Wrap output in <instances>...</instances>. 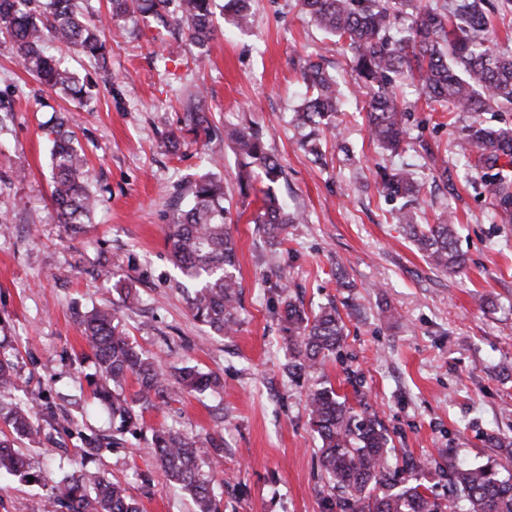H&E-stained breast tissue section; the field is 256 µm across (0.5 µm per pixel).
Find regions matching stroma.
Masks as SVG:
<instances>
[{
  "mask_svg": "<svg viewBox=\"0 0 512 512\" xmlns=\"http://www.w3.org/2000/svg\"><path fill=\"white\" fill-rule=\"evenodd\" d=\"M89 19H105L106 69L66 45L48 52L88 83L86 107L41 89L0 48V352L17 365L21 389L43 385L58 406L45 432L51 450L23 444L34 466L61 475L77 469L120 482L141 512H191L186 491L170 483L150 448L153 428L214 433L224 448L216 490L224 512H340L323 479L321 441L306 410L310 378H289L281 330L285 297L315 310L335 302L347 336L340 357L320 370L349 400L364 398L391 438L392 460H416L426 494L454 495L448 462L480 465L496 456V434L512 436V224L494 223L490 194L477 171L448 150L453 132L417 87L399 95L421 143L391 155L374 144L365 96H353L346 51L301 12L297 0H252V25L238 31L222 15L204 60L169 57L172 36L151 19L112 20L107 0H80ZM322 62L343 94L345 113L322 160L300 144L292 119L304 90L307 60ZM202 89V109L218 131L210 142L182 132V102ZM68 119L101 200L90 224L69 234L50 202L48 124ZM253 122L285 168L267 186L254 174L241 199L233 144L225 129ZM178 134L168 145L170 134ZM447 158L452 190L433 186L427 151ZM409 165L429 188L417 213L423 224L453 217L462 270L432 268L379 196L384 169ZM221 177L230 202L242 307L234 332L211 335L197 322L169 261L165 226L175 190L202 173ZM303 215L280 247L269 246L251 218L264 189ZM142 299L132 308L123 286ZM116 308L122 326L167 372L194 366L220 377L224 389L183 393L146 413L141 432L122 447L85 456L83 435L111 436L106 407H91L85 376L92 360L79 325L92 308ZM394 309L396 323L381 311ZM45 490L16 477L0 480V512H43Z\"/></svg>",
  "mask_w": 512,
  "mask_h": 512,
  "instance_id": "obj_1",
  "label": "stroma"
}]
</instances>
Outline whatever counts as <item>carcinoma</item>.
Instances as JSON below:
<instances>
[{"instance_id": "cac0c4a2", "label": "carcinoma", "mask_w": 512, "mask_h": 512, "mask_svg": "<svg viewBox=\"0 0 512 512\" xmlns=\"http://www.w3.org/2000/svg\"><path fill=\"white\" fill-rule=\"evenodd\" d=\"M485 0H301L302 9L324 31L338 38L351 53V69L358 88L370 96L367 112L371 139L381 148L397 152L410 139L408 107L395 93L397 83L417 84L426 100L438 104L454 121L469 116L457 128L455 153L468 159L489 188L493 214L512 224V126H489L482 115L512 110V52L489 46ZM413 9L412 22L402 34L397 21ZM231 17L239 31L250 27V0H109L111 18L149 14L164 28H181L182 40L170 53L180 54L190 43L203 49L213 39L216 12ZM0 32L10 39V49L25 70L45 88L59 92L82 106L85 83L64 64L47 55L43 44L50 39L75 47L84 57L103 67L107 62L101 28L86 19L79 0H0ZM306 93L294 110L297 127L310 128L302 146L318 153L320 137L335 134L336 114L341 111L336 80L319 62H308L302 74ZM200 108L189 106L181 124L197 136L207 131ZM240 159L238 188L248 197V169L256 166L274 183L283 175L281 165L269 155L263 134L244 126L224 132ZM67 121L57 120L50 164L53 172L51 201L57 219L72 231L89 220L97 197L89 186L86 159L75 146ZM425 183L414 172L400 167L385 174L377 185L386 198L403 200L393 218L423 253L430 266L457 272L465 265L454 240L453 224H420L412 209ZM187 203L168 225L170 258L179 273L174 287L186 293L194 319L216 336L230 333L241 308V283L236 275L237 253L226 206L224 182L210 174L189 183ZM300 215L288 209L272 192L265 193L263 207L254 218L256 231L272 246L281 245L288 227ZM288 340V374L311 375L331 356L340 355L345 325L336 306H322L308 313L290 299L280 315ZM83 340L95 358L96 372L88 383L94 403L106 406L116 423V435L108 441L94 433L83 436L93 454L120 445L118 435L144 420V414L172 398L170 375L159 362L141 350L121 326L114 309L95 308L80 320ZM135 378L131 397L123 395L128 378ZM182 392L202 394L224 387L221 379L193 367L175 374ZM18 373L14 362L0 356V421L13 439H0V477H33L44 481L43 472L15 448L14 441L42 435L40 422L56 416V407L41 390H29L26 401L16 400ZM307 409L312 429L321 440L320 464L327 486L342 512H512V475L502 470L512 463V441L497 438L505 461L496 458L477 466L449 465L448 480L460 493L449 504L438 502L420 490V484L399 479L401 470L389 458L388 436L377 415L363 399L351 404L333 386L317 380L309 387ZM44 436V435H42ZM51 441V436H44ZM221 445L208 433H186L166 427L152 429L151 449L168 478L191 497L195 512H224L222 498L214 490L217 471H202L197 450ZM46 512H140L128 490L104 477L89 479L72 472L47 485Z\"/></svg>"}]
</instances>
